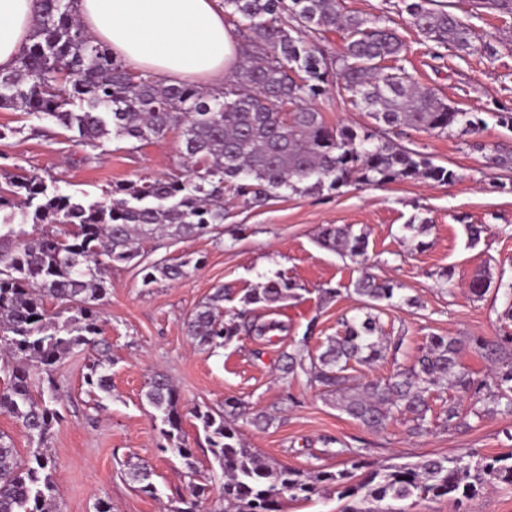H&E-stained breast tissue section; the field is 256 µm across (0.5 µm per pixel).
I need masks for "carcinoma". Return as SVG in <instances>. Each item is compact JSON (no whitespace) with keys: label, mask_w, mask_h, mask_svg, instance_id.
<instances>
[{"label":"carcinoma","mask_w":512,"mask_h":512,"mask_svg":"<svg viewBox=\"0 0 512 512\" xmlns=\"http://www.w3.org/2000/svg\"><path fill=\"white\" fill-rule=\"evenodd\" d=\"M75 0H36L37 20L15 66L0 72V109L50 119L75 133L91 152L114 138L137 142L181 130L188 176L117 184L101 200L84 201L49 190L38 176L3 173L0 183V353L12 364L10 383L0 390V414L16 419L32 448L19 457L10 437L0 434V512H60L55 496L57 462L47 442L62 418L56 364L78 350L88 354L85 383L101 393L112 388V343L105 336L102 306L112 268L141 257L142 244L157 236L201 237L224 223V194L262 206L282 189L337 190L357 181L379 185L422 178L439 184L456 173L423 154L386 138L406 128L439 135L476 134L484 121L421 87L400 65L405 43L390 20L348 10L344 0H224L238 38L239 60L224 88L204 91L191 83L167 84L135 73L92 37L77 18ZM474 8L512 19V0H473ZM440 0H407L411 25L427 42L458 52L492 55L478 42L475 25ZM343 40L331 50L329 35ZM374 120L371 127L326 125L312 102L328 88ZM488 165L512 172V154L496 148ZM55 224L54 233L35 236L28 225ZM321 244L341 257L366 254L368 237L348 226H328ZM190 261L160 259L142 268V283L176 281ZM299 285L282 276L242 298L238 311H224L229 289L222 286L191 313L188 336L200 347L222 348L245 333L270 342L288 331L283 320L256 313L297 296ZM364 297V317L343 320L341 336L326 337L318 353L285 352L282 370L299 371L308 383L363 426L380 430L395 413L412 415V431L424 430L426 394L454 389L473 404L491 401L512 411V336L475 344L500 364L490 381L458 367V342L432 335L412 366L384 379L348 385L352 362L383 360L402 345L401 336H380L375 312L392 304L395 285L367 273L354 283ZM144 397L161 413L164 450L190 473L194 452L181 437L178 394L156 374ZM247 411L235 399L224 408H195L209 451L221 471L224 512H280L281 500H308L331 489L347 501L343 512H365L354 501L386 506L377 512H406L399 503L447 498L458 505L487 485L512 486V451L482 456L428 458L415 464L373 468L356 458L352 470H300L264 460L243 441L238 420ZM366 469L363 478L355 471ZM154 469L146 461L128 464L127 479L157 494ZM200 491L178 496L172 512H199Z\"/></svg>","instance_id":"obj_1"}]
</instances>
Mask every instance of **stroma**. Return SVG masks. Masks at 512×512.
Returning a JSON list of instances; mask_svg holds the SVG:
<instances>
[{
    "label": "stroma",
    "mask_w": 512,
    "mask_h": 512,
    "mask_svg": "<svg viewBox=\"0 0 512 512\" xmlns=\"http://www.w3.org/2000/svg\"><path fill=\"white\" fill-rule=\"evenodd\" d=\"M345 3L363 15L395 21L406 46L403 65L412 79L485 119L472 135L445 137L408 129L395 138L454 170L456 180L449 185L413 180L377 186L355 182L337 191L284 190L259 207L228 196L220 234L144 243L148 262L196 260L197 269L187 277L146 287L138 267L113 268L103 307L112 342L111 393H89L85 353L65 356L55 371L63 394L62 419L52 428L48 446L58 461L61 512H96L97 500L104 497L111 499L112 512H169L193 482L206 486L201 506L213 512L219 505L220 470L191 410L216 408L231 397L272 417L264 430L241 423L249 447L305 472L349 467L353 448L375 467L512 450V413L493 407L472 415L469 398L456 391L441 388L431 394L422 434H412L410 421L397 413L383 429L372 431L328 402L304 373L286 377L280 370L282 352L299 340L317 347L339 332L341 317L364 316L352 286L367 273L395 285L396 304L384 308L379 327L381 335L402 337L403 344L385 360L352 364V383L384 378L411 365L434 334L457 338L460 368L476 379H489L496 366L473 339L493 341L512 333V323L500 318L504 292L512 284V186H501L498 170L488 167L483 152L487 146L512 152V129L491 117L498 107L512 108V19L486 13L476 20L478 34L496 49L495 56L487 57L424 41L410 26L403 0ZM0 129L7 133L0 139L1 170L39 174L60 193L87 201L118 183L186 172L176 130L148 142L112 140L89 161L71 132L50 121L0 109ZM330 224L366 233V254L343 258L321 247L317 236ZM469 224L486 228L478 243L467 238ZM446 270L452 271V280L443 278ZM479 273L488 288L477 297L470 284ZM279 274L301 287L298 298L275 312L287 321V336L265 343L241 335L213 351L192 343L186 321L217 286L232 288L224 304L229 310L239 307L246 291ZM329 288L340 289V296L328 298ZM158 372L168 375L178 391L182 436L197 461L195 477H188L179 457L163 450L161 421L143 397L146 382ZM451 403L468 410L465 426L443 423ZM130 459L153 466L157 495L138 492L127 481L124 464Z\"/></svg>",
    "instance_id": "stroma-1"
}]
</instances>
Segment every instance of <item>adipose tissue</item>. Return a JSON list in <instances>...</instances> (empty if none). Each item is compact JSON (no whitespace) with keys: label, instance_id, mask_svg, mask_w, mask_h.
<instances>
[{"label":"adipose tissue","instance_id":"obj_1","mask_svg":"<svg viewBox=\"0 0 512 512\" xmlns=\"http://www.w3.org/2000/svg\"><path fill=\"white\" fill-rule=\"evenodd\" d=\"M36 0H0V70L29 39ZM87 31L127 67L164 82L220 87L236 63V42L220 0H77Z\"/></svg>","mask_w":512,"mask_h":512}]
</instances>
